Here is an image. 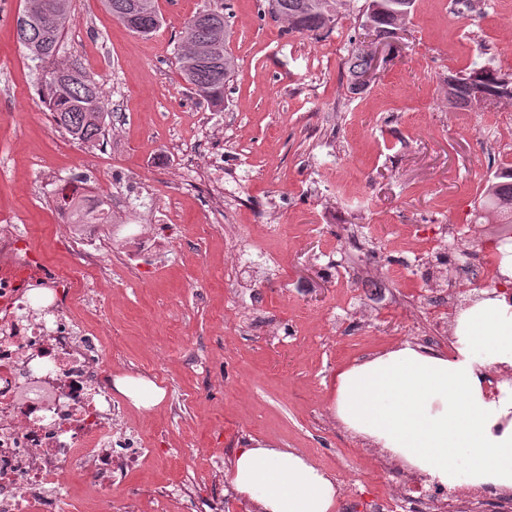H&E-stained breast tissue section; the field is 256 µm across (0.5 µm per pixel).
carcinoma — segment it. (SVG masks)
Segmentation results:
<instances>
[{
    "instance_id": "1",
    "label": "carcinoma",
    "mask_w": 512,
    "mask_h": 512,
    "mask_svg": "<svg viewBox=\"0 0 512 512\" xmlns=\"http://www.w3.org/2000/svg\"><path fill=\"white\" fill-rule=\"evenodd\" d=\"M39 14L26 23L16 22L19 43L28 51L31 60L40 68L39 83L45 91L46 106L53 114L55 125L73 139L95 145L104 135L107 104L101 85L89 79L79 68L58 61L60 43L70 23L68 14L56 16L44 25L41 15H51L57 0H36ZM185 22L184 41L178 49L180 75L192 92L213 108L224 107V86L233 69L228 51L231 28L224 14V0H213ZM414 0H367L362 14L361 29L372 23L376 36L387 42L396 37L405 21L397 15L403 8H412ZM268 11L283 17L293 32L329 31L338 18V0H267ZM112 17L130 31L144 37L155 33L162 24L157 0H104ZM137 16L139 23L131 25ZM368 67L363 44H355L348 60L351 93L366 89L363 75ZM456 83L448 93V106L469 110L481 95L495 104L512 99V74L489 66L472 68L464 75L454 76ZM487 216L500 224H512V168L494 172L487 181L480 203ZM57 209L69 212L73 224H107L111 219L104 204L85 209L80 200L57 199Z\"/></svg>"
}]
</instances>
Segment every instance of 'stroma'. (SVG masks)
<instances>
[{
    "mask_svg": "<svg viewBox=\"0 0 512 512\" xmlns=\"http://www.w3.org/2000/svg\"><path fill=\"white\" fill-rule=\"evenodd\" d=\"M415 0L366 91L348 87L365 0L336 26L289 31L264 0H226L235 67L216 110L197 102L174 51L205 0H158L145 39L101 0H69L59 57L100 82L109 118L88 146L50 122L39 70L17 42L26 0H0V224L40 259L73 267L55 188L72 175L109 203L99 227L101 305L78 308L79 334L116 376L166 391L151 408L122 393L112 454L140 455L102 491L75 480L76 512H256L230 487L249 439L300 451L336 476V512H369L398 463L336 421L342 365L390 345L448 348L449 314L494 287L452 284L475 253L495 260L512 224L476 222L487 179L512 168V100L448 106V76L489 65L512 73V0ZM477 223V222H476ZM153 234L151 266L115 232Z\"/></svg>",
    "mask_w": 512,
    "mask_h": 512,
    "instance_id": "35a3bbf8",
    "label": "stroma"
}]
</instances>
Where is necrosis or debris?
<instances>
[{
  "label": "necrosis or debris",
  "mask_w": 512,
  "mask_h": 512,
  "mask_svg": "<svg viewBox=\"0 0 512 512\" xmlns=\"http://www.w3.org/2000/svg\"><path fill=\"white\" fill-rule=\"evenodd\" d=\"M70 277L39 261L12 224L0 226V512H66L73 478L111 480L112 362L74 333ZM512 512V492L399 482L381 512Z\"/></svg>",
  "instance_id": "obj_1"
}]
</instances>
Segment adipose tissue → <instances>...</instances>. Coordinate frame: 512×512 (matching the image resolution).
Here are the masks:
<instances>
[{"instance_id":"adipose-tissue-1","label":"adipose tissue","mask_w":512,"mask_h":512,"mask_svg":"<svg viewBox=\"0 0 512 512\" xmlns=\"http://www.w3.org/2000/svg\"><path fill=\"white\" fill-rule=\"evenodd\" d=\"M499 252L500 289L458 312L449 350L399 343L336 374L332 409L344 429L445 488L512 489V246ZM494 373L502 380L493 395ZM230 484L259 512L336 508L332 474L258 439L238 449Z\"/></svg>"}]
</instances>
